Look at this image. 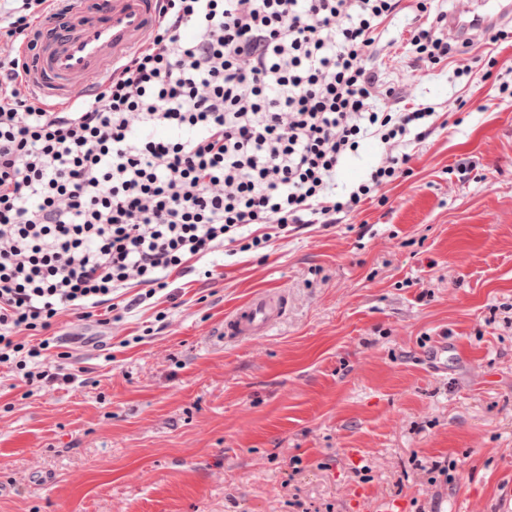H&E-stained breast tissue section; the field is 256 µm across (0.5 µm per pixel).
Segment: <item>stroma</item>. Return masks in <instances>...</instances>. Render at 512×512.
<instances>
[{"instance_id": "1", "label": "stroma", "mask_w": 512, "mask_h": 512, "mask_svg": "<svg viewBox=\"0 0 512 512\" xmlns=\"http://www.w3.org/2000/svg\"><path fill=\"white\" fill-rule=\"evenodd\" d=\"M414 21L402 8L375 57L447 118L410 146V176L338 223L172 273L107 325L59 314L75 383L27 392L0 366V512H360L365 495L512 512V45L469 86L453 69L484 71L479 52L417 62ZM386 157L365 144L337 191ZM268 288L286 316L225 339Z\"/></svg>"}]
</instances>
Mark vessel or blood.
Wrapping results in <instances>:
<instances>
[{"instance_id":"1","label":"vessel or blood","mask_w":512,"mask_h":512,"mask_svg":"<svg viewBox=\"0 0 512 512\" xmlns=\"http://www.w3.org/2000/svg\"><path fill=\"white\" fill-rule=\"evenodd\" d=\"M162 0H71L28 36L23 84L30 94L57 108L75 103L115 75L124 59L147 44L157 26ZM512 25V0H473L448 14L449 41L471 43L486 29ZM288 311L283 291L259 292L225 320L229 340L268 334Z\"/></svg>"}]
</instances>
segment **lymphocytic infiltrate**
I'll return each instance as SVG.
<instances>
[{"label": "lymphocytic infiltrate", "instance_id": "lymphocytic-infiltrate-1", "mask_svg": "<svg viewBox=\"0 0 512 512\" xmlns=\"http://www.w3.org/2000/svg\"><path fill=\"white\" fill-rule=\"evenodd\" d=\"M413 2L410 53L459 55L433 0ZM399 3L164 0L151 41L62 110L18 96L22 61L0 59V364L25 386L73 381L49 366L50 339L19 333L64 310L131 311L190 262L333 223L406 175L438 114L378 107L396 89L365 64ZM51 8L20 0L1 31L25 42ZM368 140L400 153L336 193ZM133 280L146 292L125 298Z\"/></svg>", "mask_w": 512, "mask_h": 512}]
</instances>
